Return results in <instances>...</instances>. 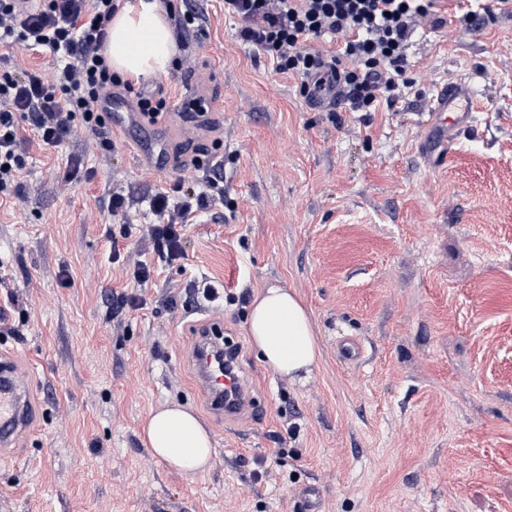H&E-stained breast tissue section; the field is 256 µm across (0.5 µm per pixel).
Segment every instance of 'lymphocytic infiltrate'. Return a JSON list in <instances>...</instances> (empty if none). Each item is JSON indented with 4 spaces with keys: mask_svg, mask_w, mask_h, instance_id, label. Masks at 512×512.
Returning a JSON list of instances; mask_svg holds the SVG:
<instances>
[{
    "mask_svg": "<svg viewBox=\"0 0 512 512\" xmlns=\"http://www.w3.org/2000/svg\"><path fill=\"white\" fill-rule=\"evenodd\" d=\"M438 0H224V13L237 20V38L264 51L282 73L300 80L303 96L327 81L340 82L354 107L378 101L394 105L408 80L406 46L422 25H436ZM188 70L206 36L205 0H164ZM119 0H0V48L49 50L56 67L53 84L32 69L0 73V195L11 194L26 167L29 144L58 147L80 137L111 150L112 135L99 109L104 97L121 90L134 95L138 111H168L163 94L136 91L114 72L106 55L108 25ZM340 37L336 55L315 50L313 41ZM203 177L181 196L158 192L148 200L155 216L140 239L173 262L198 211L224 201V163H204Z\"/></svg>",
    "mask_w": 512,
    "mask_h": 512,
    "instance_id": "1",
    "label": "lymphocytic infiltrate"
}]
</instances>
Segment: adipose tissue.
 <instances>
[{
  "instance_id": "adipose-tissue-1",
  "label": "adipose tissue",
  "mask_w": 512,
  "mask_h": 512,
  "mask_svg": "<svg viewBox=\"0 0 512 512\" xmlns=\"http://www.w3.org/2000/svg\"><path fill=\"white\" fill-rule=\"evenodd\" d=\"M107 53L114 71L132 81L167 75L176 53L173 27L158 0H127L109 25ZM248 331L265 365L288 377L311 373L319 348L302 300L275 285L256 292ZM153 455L182 473L203 472L212 453L210 434L185 407L152 410L141 427Z\"/></svg>"
}]
</instances>
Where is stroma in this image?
<instances>
[{
	"label": "stroma",
	"mask_w": 512,
	"mask_h": 512,
	"mask_svg": "<svg viewBox=\"0 0 512 512\" xmlns=\"http://www.w3.org/2000/svg\"><path fill=\"white\" fill-rule=\"evenodd\" d=\"M207 8L192 73L218 112L170 131V171L139 168L120 142L34 146L0 207V306L17 317L12 294L30 312L0 350L44 413L21 452L0 453V512H305L307 485L320 512H512V16L494 0H439L394 107L314 112L297 78L236 38L221 0ZM475 71L468 127L430 164V100ZM217 138L222 218L197 215L172 264L139 254L142 197L194 181L192 158ZM74 155L93 176L58 192ZM110 190L132 195L127 219L100 207ZM139 259L155 270L143 290L127 274ZM194 280L223 284V309L197 307ZM267 285L311 314V375H276L250 342ZM138 291L142 308L114 331L104 296ZM193 320L240 346L253 415L214 414L187 357ZM341 338L361 357L344 359ZM168 402L210 432L204 473L143 445L142 421Z\"/></svg>",
	"instance_id": "35a3bbf8"
}]
</instances>
